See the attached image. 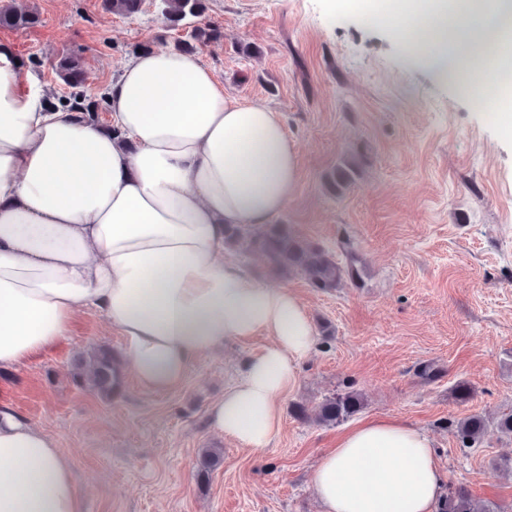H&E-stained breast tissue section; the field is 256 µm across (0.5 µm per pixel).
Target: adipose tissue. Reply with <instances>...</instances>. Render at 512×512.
<instances>
[{
  "label": "adipose tissue",
  "mask_w": 512,
  "mask_h": 512,
  "mask_svg": "<svg viewBox=\"0 0 512 512\" xmlns=\"http://www.w3.org/2000/svg\"><path fill=\"white\" fill-rule=\"evenodd\" d=\"M394 3L387 29L412 65L512 103V0ZM17 59L0 45V369L56 349L86 309L121 331L134 374L156 390L262 333L272 344L210 418L242 447H269L315 329L293 293L225 255L224 229L283 210L298 178L283 123L232 101L195 55L155 48L111 81V133L51 108ZM312 484L323 512H435L446 476L427 435L378 419L344 434ZM0 512H83L71 461L6 406Z\"/></svg>",
  "instance_id": "obj_1"
}]
</instances>
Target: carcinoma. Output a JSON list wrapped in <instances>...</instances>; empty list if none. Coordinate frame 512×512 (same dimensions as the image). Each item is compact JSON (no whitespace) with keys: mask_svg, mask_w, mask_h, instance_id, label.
<instances>
[{"mask_svg":"<svg viewBox=\"0 0 512 512\" xmlns=\"http://www.w3.org/2000/svg\"><path fill=\"white\" fill-rule=\"evenodd\" d=\"M161 2L162 22L169 30L177 29L187 18L199 17L206 10L205 0ZM107 3L112 12L122 15H133L140 10V0H107ZM38 22L39 16L34 10L21 11L12 2L0 6V27L21 29ZM220 38L221 31L216 26L197 27L189 38L178 42V48L184 52H194L199 47ZM58 72L62 80L75 89L70 97L63 100L66 108L80 118L96 119L99 101L77 91L82 85L84 75L81 59L75 55L61 57ZM224 244L238 249L257 247L282 270L303 275L310 287L318 291H330L344 278L352 281L361 278L362 268L358 266L357 259L352 258L349 263L342 265L327 250L296 235L286 224H266L257 233L240 225L228 224L225 226ZM120 367V361L112 350L101 348L93 354L88 370L78 369L75 380L91 391L110 397L120 386ZM363 407V395L349 391L326 397L312 415L303 405L296 406L293 413L298 419H312L319 424L330 426L353 417ZM485 431L486 421L479 415L469 416L455 425V433L463 448L478 447ZM221 459V452L218 449H203L199 458L200 471L212 470ZM440 512H475L469 492L462 487L451 490L447 499L441 503Z\"/></svg>","mask_w":512,"mask_h":512,"instance_id":"cac0c4a2","label":"carcinoma"}]
</instances>
